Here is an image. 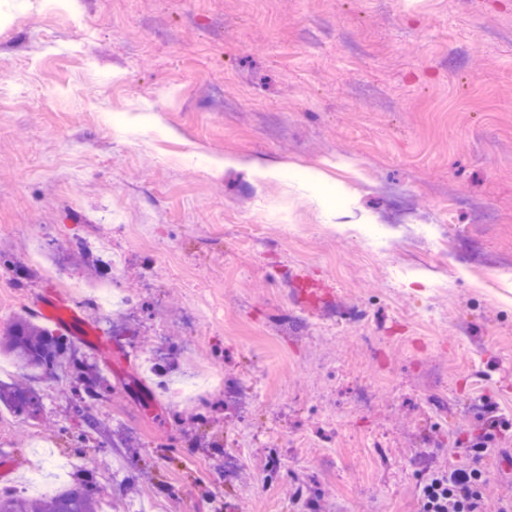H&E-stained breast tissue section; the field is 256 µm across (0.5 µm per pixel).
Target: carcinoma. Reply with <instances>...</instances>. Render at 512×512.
Wrapping results in <instances>:
<instances>
[{"instance_id":"carcinoma-1","label":"carcinoma","mask_w":512,"mask_h":512,"mask_svg":"<svg viewBox=\"0 0 512 512\" xmlns=\"http://www.w3.org/2000/svg\"><path fill=\"white\" fill-rule=\"evenodd\" d=\"M5 352L25 367L49 374L68 362L75 391L80 399L101 396V383L89 365L69 357L66 336L38 324L28 313L19 315L3 331ZM0 512H100L90 472L75 477L70 485L48 499L33 500L21 493H0Z\"/></svg>"}]
</instances>
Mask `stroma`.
<instances>
[{"label":"stroma","mask_w":512,"mask_h":512,"mask_svg":"<svg viewBox=\"0 0 512 512\" xmlns=\"http://www.w3.org/2000/svg\"><path fill=\"white\" fill-rule=\"evenodd\" d=\"M48 3L0 0V320L60 297L102 395L78 445L69 380L0 404L8 485L42 441L112 512H419L483 441L486 495L511 492L512 0ZM428 224L454 251L412 245ZM100 238L126 255L116 324L66 286L107 276ZM190 336L224 377L202 417L138 364L177 372ZM18 235L23 239L25 245H28L31 264L42 269L45 275L54 278L62 276V272L58 267L44 264L43 248L40 240L38 239L40 237L38 234L20 230Z\"/></svg>","instance_id":"35a3bbf8"}]
</instances>
